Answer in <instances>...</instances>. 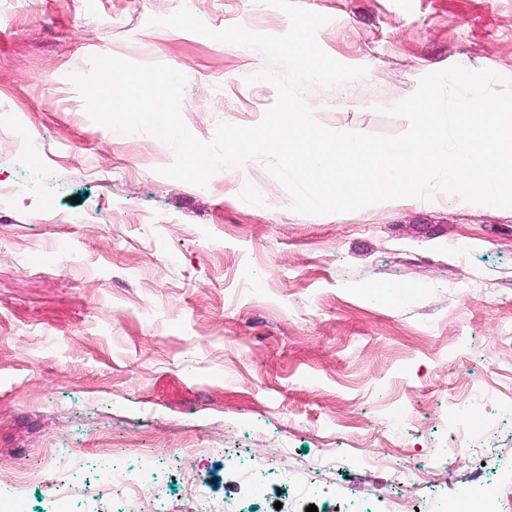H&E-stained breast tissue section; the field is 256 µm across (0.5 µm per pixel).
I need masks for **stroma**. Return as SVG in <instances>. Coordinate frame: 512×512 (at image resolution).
<instances>
[{"instance_id": "1", "label": "stroma", "mask_w": 512, "mask_h": 512, "mask_svg": "<svg viewBox=\"0 0 512 512\" xmlns=\"http://www.w3.org/2000/svg\"><path fill=\"white\" fill-rule=\"evenodd\" d=\"M328 16L316 38L351 83L303 98L332 130L396 136L390 114L452 66L512 78V0H300ZM180 0H0V478L36 474L24 512H55L132 441L154 460L159 512H181L186 466L226 512H276L286 488L247 497L231 459L275 452L306 468L296 512H440L512 479V209L447 194L329 215L290 210L257 159L207 187L159 175L172 149L93 122L69 79L94 55L187 77L181 115L257 124L274 86L259 51L149 25ZM214 29L288 31L261 0H196ZM469 245L457 254L458 241ZM408 284L372 301L370 285ZM483 403L438 484L410 467L456 439L448 410ZM406 414L392 424L394 408ZM401 466L393 484L386 462Z\"/></svg>"}]
</instances>
